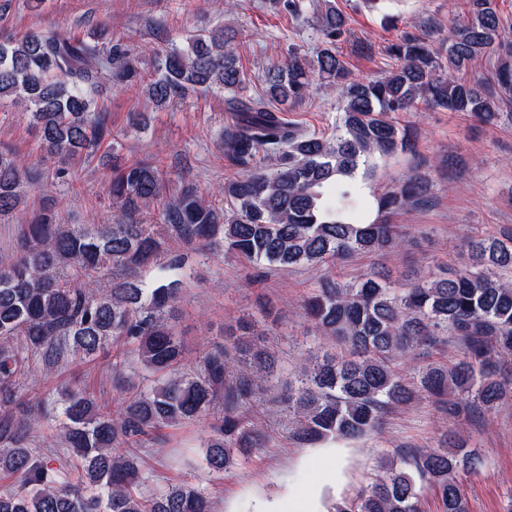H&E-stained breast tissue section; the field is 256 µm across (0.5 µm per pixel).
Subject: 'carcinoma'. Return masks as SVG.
I'll use <instances>...</instances> for the list:
<instances>
[{"mask_svg":"<svg viewBox=\"0 0 512 512\" xmlns=\"http://www.w3.org/2000/svg\"><path fill=\"white\" fill-rule=\"evenodd\" d=\"M292 19L309 8L323 44L315 56L291 47L250 78L233 49L235 30H197L188 47L155 52L152 68L121 39L86 40L61 27L32 28L0 38V99L26 104L38 137L39 163H58L56 175L76 181L63 165L99 158L109 167L110 224H62L42 210L21 225L18 248L0 255V512H212L206 489L188 483L142 492L147 477L128 448L189 421L210 420L204 453L220 474L263 446L257 425L236 411L258 396L276 403L275 359L253 342L255 321L242 317L225 329L224 344L183 370L184 343L177 312L187 256L170 246L190 241L200 251L242 258L271 271L296 267L321 272L303 300L315 330L338 351H308L290 386L294 437L306 443L353 440L380 430L385 416L418 397L452 393L461 405L491 412L503 406L506 382L499 364L512 365V241L473 238L455 266L394 286L386 267L341 283L336 273L361 253H397L407 232L390 216L427 195L429 183L411 168L377 200V213L353 211L358 175L377 161L411 148L414 130L397 115L418 105L469 112L480 121L512 124L503 110L512 98V42L503 37L497 0H466L465 16L448 27L439 49L417 37L389 47L398 64L375 79L353 76L337 43L347 32L335 0H269ZM496 58L493 80L472 73L479 57ZM336 88L342 117L336 132L319 135L284 118L315 86ZM132 88L156 107L190 93H224L232 121L220 139L235 166L214 191L224 206L184 185L170 191L161 159L131 162L108 154L110 115L99 104L106 88ZM40 175L25 155L0 145V217L11 215ZM161 206L159 224L143 212ZM156 268L151 283L144 272ZM461 343L451 367H417L444 337ZM112 348V372L129 354L154 376V386L117 408L100 401L73 377L56 387L60 415L32 447L40 401L21 391L35 363L46 369L74 359L97 360ZM62 445L67 458L54 468L47 453ZM475 466L463 451L430 448L413 465L390 462L336 512H421V481L434 489L442 512H467L458 472Z\"/></svg>","mask_w":512,"mask_h":512,"instance_id":"cac0c4a2","label":"carcinoma"}]
</instances>
